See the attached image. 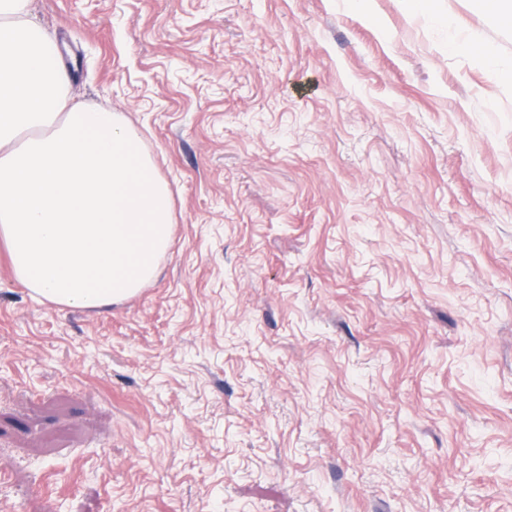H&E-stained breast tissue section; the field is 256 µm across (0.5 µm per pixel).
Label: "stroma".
Wrapping results in <instances>:
<instances>
[{"mask_svg": "<svg viewBox=\"0 0 512 512\" xmlns=\"http://www.w3.org/2000/svg\"><path fill=\"white\" fill-rule=\"evenodd\" d=\"M31 2L175 223L98 313L41 303L0 244V512H512V23Z\"/></svg>", "mask_w": 512, "mask_h": 512, "instance_id": "1", "label": "stroma"}]
</instances>
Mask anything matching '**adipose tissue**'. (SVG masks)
Instances as JSON below:
<instances>
[{
	"mask_svg": "<svg viewBox=\"0 0 512 512\" xmlns=\"http://www.w3.org/2000/svg\"><path fill=\"white\" fill-rule=\"evenodd\" d=\"M29 14L0 0V243L36 295L98 311L155 279L172 199L127 119L70 96Z\"/></svg>",
	"mask_w": 512,
	"mask_h": 512,
	"instance_id": "obj_1",
	"label": "adipose tissue"
}]
</instances>
